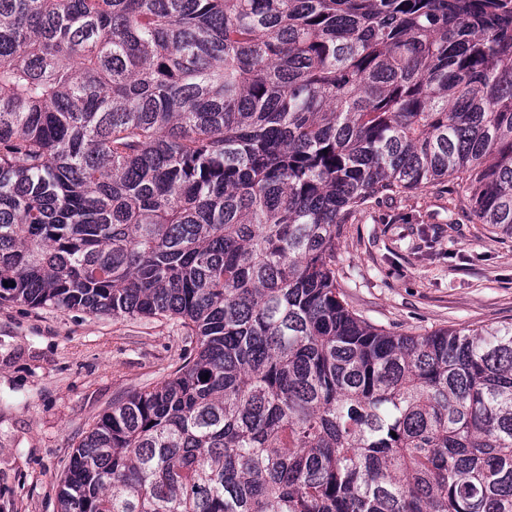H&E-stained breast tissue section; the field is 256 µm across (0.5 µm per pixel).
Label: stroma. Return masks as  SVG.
<instances>
[{"label":"stroma","instance_id":"obj_1","mask_svg":"<svg viewBox=\"0 0 512 512\" xmlns=\"http://www.w3.org/2000/svg\"><path fill=\"white\" fill-rule=\"evenodd\" d=\"M335 269L349 309L392 332L512 323V236L476 223L452 181L370 199L345 225ZM195 348L171 317L0 304V512H56L99 416L173 377Z\"/></svg>","mask_w":512,"mask_h":512}]
</instances>
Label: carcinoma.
<instances>
[{"instance_id":"obj_1","label":"carcinoma","mask_w":512,"mask_h":512,"mask_svg":"<svg viewBox=\"0 0 512 512\" xmlns=\"http://www.w3.org/2000/svg\"><path fill=\"white\" fill-rule=\"evenodd\" d=\"M462 175L512 236V0H0V301L197 340L57 512H512V325L392 334L333 269Z\"/></svg>"}]
</instances>
